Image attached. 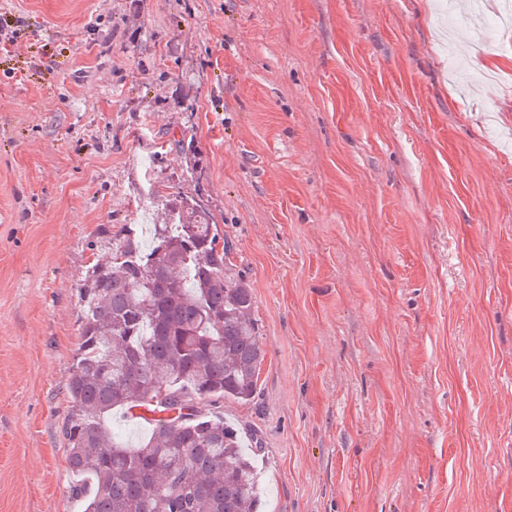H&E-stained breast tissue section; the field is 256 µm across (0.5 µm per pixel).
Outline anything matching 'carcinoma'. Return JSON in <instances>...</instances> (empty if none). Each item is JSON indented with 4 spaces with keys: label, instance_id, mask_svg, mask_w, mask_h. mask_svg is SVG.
Returning a JSON list of instances; mask_svg holds the SVG:
<instances>
[{
    "label": "carcinoma",
    "instance_id": "obj_1",
    "mask_svg": "<svg viewBox=\"0 0 512 512\" xmlns=\"http://www.w3.org/2000/svg\"><path fill=\"white\" fill-rule=\"evenodd\" d=\"M143 239L113 225L77 288L62 433L82 512H260V448L216 405L255 397L266 352L250 284L210 210L153 192Z\"/></svg>",
    "mask_w": 512,
    "mask_h": 512
}]
</instances>
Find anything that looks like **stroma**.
Returning a JSON list of instances; mask_svg holds the SVG:
<instances>
[{"label": "stroma", "mask_w": 512, "mask_h": 512, "mask_svg": "<svg viewBox=\"0 0 512 512\" xmlns=\"http://www.w3.org/2000/svg\"><path fill=\"white\" fill-rule=\"evenodd\" d=\"M0 0V512H80L77 288L143 184L250 283L264 512H512L503 0ZM195 173H187V164Z\"/></svg>", "instance_id": "1"}]
</instances>
